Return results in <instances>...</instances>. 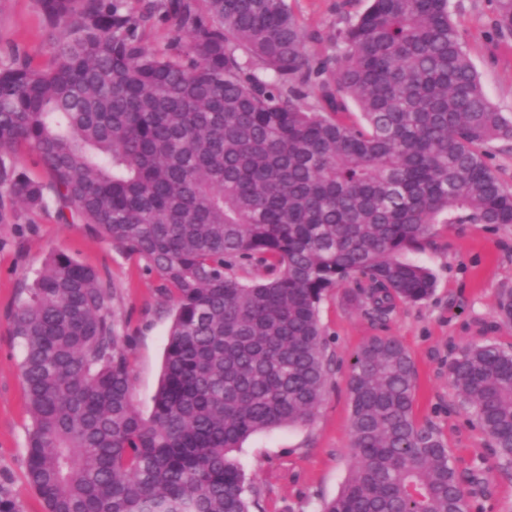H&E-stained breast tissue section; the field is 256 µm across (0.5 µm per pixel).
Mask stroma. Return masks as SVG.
I'll return each instance as SVG.
<instances>
[{"mask_svg":"<svg viewBox=\"0 0 512 512\" xmlns=\"http://www.w3.org/2000/svg\"><path fill=\"white\" fill-rule=\"evenodd\" d=\"M307 38L312 61L335 59L339 30L355 20L368 0H287ZM452 21L496 109L512 120V32L497 27L496 0H450ZM33 65L49 61L38 0H0V66L15 55ZM62 251L98 270L110 283L108 306L119 333L129 339L133 400L150 415L174 312L143 260L128 255L82 224H62L54 210L23 213L19 223L0 224V485L19 512H45L27 484L31 421L19 364L22 348L12 318L51 252ZM405 260L428 268L435 286L416 304L397 303L383 319L350 305L347 291L366 286L357 277L324 296L319 306L330 379L310 423L249 437L235 457L244 471L253 512H319L336 496L354 463L348 382L352 356L372 336L398 339L416 373L414 416L432 426L457 461L461 475L481 466L488 492L480 512H512V469L502 468L489 438L475 426L448 378L449 363L463 346L492 342L512 348V324L497 312L500 295L512 289V225L435 224Z\"/></svg>","mask_w":512,"mask_h":512,"instance_id":"stroma-1","label":"stroma"}]
</instances>
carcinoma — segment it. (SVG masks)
<instances>
[{
  "instance_id": "cac0c4a2",
  "label": "carcinoma",
  "mask_w": 512,
  "mask_h": 512,
  "mask_svg": "<svg viewBox=\"0 0 512 512\" xmlns=\"http://www.w3.org/2000/svg\"><path fill=\"white\" fill-rule=\"evenodd\" d=\"M512 31V0H496ZM45 67H0V224L54 207L144 259L175 303L149 417L105 278L58 251L14 313L32 427L27 478L47 512H251L231 452L306 424L328 385L318 307L347 295L388 313L430 296L401 259L440 215L512 224L483 147L512 137L450 18L449 0H370L313 64L286 0H39ZM173 22L165 48L140 32ZM357 106L363 125L339 115ZM24 146L49 181L19 171ZM10 204H5L2 197ZM267 277L244 284L237 267ZM449 379L512 467V350L457 352ZM355 463L322 512H468L436 430L413 413L414 364L370 337L349 381Z\"/></svg>"
}]
</instances>
